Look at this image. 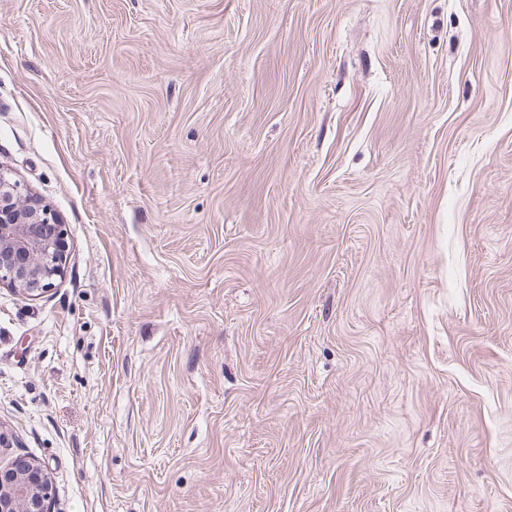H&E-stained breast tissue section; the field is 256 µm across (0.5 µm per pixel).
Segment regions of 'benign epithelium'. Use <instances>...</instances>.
<instances>
[{
  "label": "benign epithelium",
  "mask_w": 512,
  "mask_h": 512,
  "mask_svg": "<svg viewBox=\"0 0 512 512\" xmlns=\"http://www.w3.org/2000/svg\"><path fill=\"white\" fill-rule=\"evenodd\" d=\"M67 255L66 229L51 206L0 169V286L47 293L63 278ZM52 491L38 464L0 469V512H51Z\"/></svg>",
  "instance_id": "7a95c632"
}]
</instances>
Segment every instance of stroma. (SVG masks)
<instances>
[{
    "label": "stroma",
    "instance_id": "35a3bbf8",
    "mask_svg": "<svg viewBox=\"0 0 512 512\" xmlns=\"http://www.w3.org/2000/svg\"><path fill=\"white\" fill-rule=\"evenodd\" d=\"M0 168L52 512H512V0H0ZM66 229L53 209L0 168V286L41 295L65 274Z\"/></svg>",
    "mask_w": 512,
    "mask_h": 512
}]
</instances>
